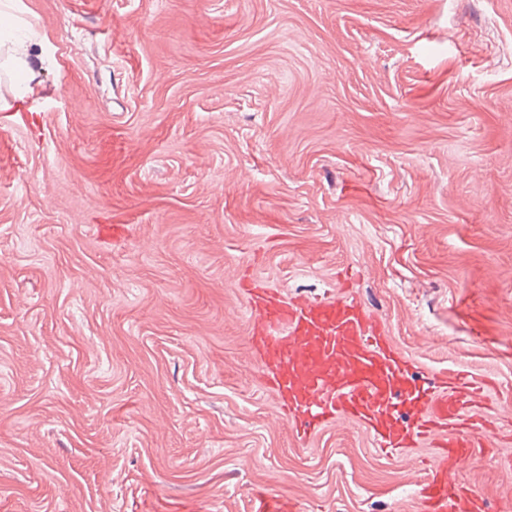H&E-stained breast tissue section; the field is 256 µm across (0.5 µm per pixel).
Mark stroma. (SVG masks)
I'll use <instances>...</instances> for the list:
<instances>
[{
	"mask_svg": "<svg viewBox=\"0 0 512 512\" xmlns=\"http://www.w3.org/2000/svg\"><path fill=\"white\" fill-rule=\"evenodd\" d=\"M0 66V512H415V459L263 387L238 276L353 277L512 420V0H18ZM461 479L512 512V444ZM11 2L13 1L4 0L0 2V25L2 26V22H6V28L9 29V33L4 37L14 38L15 40L12 41V44L16 46L14 49L11 50L9 47H7L8 50H11L14 54L11 55L10 58L16 62V65L22 66L26 64L22 56H25L27 45L31 42V39L28 37H18L15 35V30L17 29V18L13 13L14 6L11 4ZM252 512H297L296 503L273 487L256 485L251 489Z\"/></svg>",
	"mask_w": 512,
	"mask_h": 512,
	"instance_id": "obj_1",
	"label": "stroma"
}]
</instances>
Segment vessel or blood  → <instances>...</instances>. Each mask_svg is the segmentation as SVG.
<instances>
[{
	"label": "vessel or blood",
	"instance_id": "obj_1",
	"mask_svg": "<svg viewBox=\"0 0 512 512\" xmlns=\"http://www.w3.org/2000/svg\"><path fill=\"white\" fill-rule=\"evenodd\" d=\"M243 293L248 347L299 442L345 418L382 451L431 445L417 512H488L484 496L459 473L488 453L490 439H508L492 377L460 367L417 373L351 290L292 297L256 280ZM251 502L252 512H297L293 499L267 485L252 488Z\"/></svg>",
	"mask_w": 512,
	"mask_h": 512
}]
</instances>
